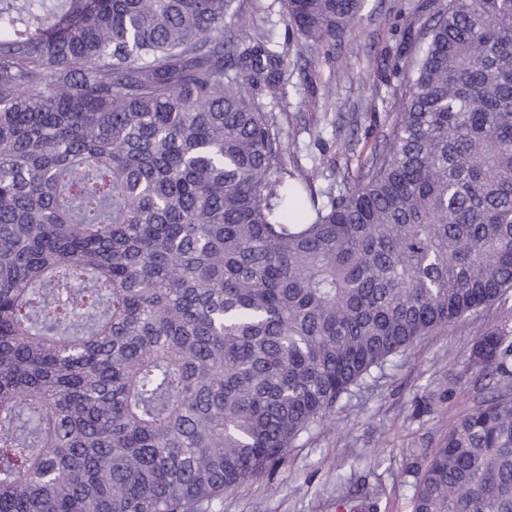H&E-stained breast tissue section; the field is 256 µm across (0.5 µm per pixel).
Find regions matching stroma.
Returning <instances> with one entry per match:
<instances>
[{"label":"stroma","instance_id":"obj_1","mask_svg":"<svg viewBox=\"0 0 512 512\" xmlns=\"http://www.w3.org/2000/svg\"><path fill=\"white\" fill-rule=\"evenodd\" d=\"M424 0H367L342 42L304 39L285 21L284 0H237L236 23L270 37L286 73L257 98L280 115L288 167L314 193L345 190L346 176L388 144L403 91L392 68L404 29ZM512 308V292L392 357L384 372L336 404L301 436L271 475L245 481L202 512H336V500L376 497L378 512H411L414 486L449 429L489 389L469 366L488 320Z\"/></svg>","mask_w":512,"mask_h":512}]
</instances>
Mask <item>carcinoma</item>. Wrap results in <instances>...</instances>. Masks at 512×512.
Masks as SVG:
<instances>
[{"instance_id": "1", "label": "carcinoma", "mask_w": 512, "mask_h": 512, "mask_svg": "<svg viewBox=\"0 0 512 512\" xmlns=\"http://www.w3.org/2000/svg\"><path fill=\"white\" fill-rule=\"evenodd\" d=\"M235 0H0V512H198L512 291V0H439L388 146L320 205ZM366 0H287L306 40ZM412 512H512V331Z\"/></svg>"}]
</instances>
